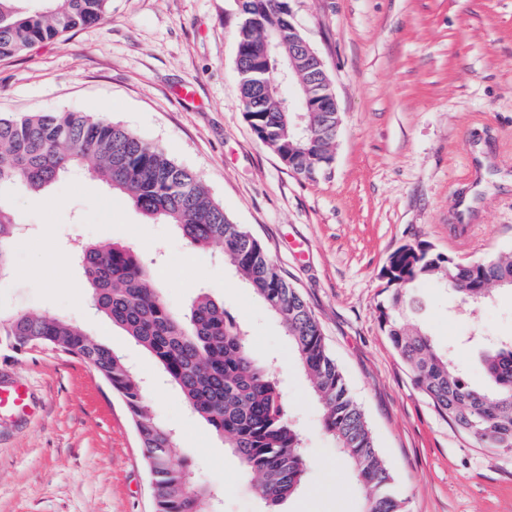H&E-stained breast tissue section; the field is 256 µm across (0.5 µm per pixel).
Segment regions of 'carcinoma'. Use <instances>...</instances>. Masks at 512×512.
<instances>
[{
  "instance_id": "carcinoma-1",
  "label": "carcinoma",
  "mask_w": 512,
  "mask_h": 512,
  "mask_svg": "<svg viewBox=\"0 0 512 512\" xmlns=\"http://www.w3.org/2000/svg\"><path fill=\"white\" fill-rule=\"evenodd\" d=\"M0 0V58L20 54L59 33L107 17L109 0ZM237 40L243 112L256 136L298 176L313 179L334 159L340 113L304 112L300 127L285 98L260 90L288 64V0H243ZM73 168H84L127 196L145 216L172 224L188 243L219 245L224 259L279 319L310 388L323 408L322 426L351 465L363 494L361 512H405L366 416L327 350L312 311L281 274L264 247L200 177L157 145L103 116L82 112H31L0 117V197L16 187L41 190ZM20 225L0 201V273ZM96 310L112 320L161 366L191 409L206 421L257 478L266 512L302 489L307 464L301 434L288 416L271 369L253 357L243 327L207 294L185 317L175 314L154 287L151 270L120 244L76 247ZM391 287L379 308L388 339L416 387L435 411L484 448L512 451V340L485 349L489 386L475 388L431 336L411 322V288L437 283L462 301L482 304L491 288H512V251L468 262L434 251L425 242L395 250L382 271ZM0 342L20 353L50 347L89 364L124 402L144 452L157 512H212L215 493L197 486L191 467L172 456L174 436L157 423L142 378L82 328L40 314L0 319Z\"/></svg>"
}]
</instances>
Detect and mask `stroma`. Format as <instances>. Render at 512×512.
Wrapping results in <instances>:
<instances>
[{"label": "stroma", "instance_id": "1", "mask_svg": "<svg viewBox=\"0 0 512 512\" xmlns=\"http://www.w3.org/2000/svg\"><path fill=\"white\" fill-rule=\"evenodd\" d=\"M291 20L326 65L342 124L327 174L293 172L245 120L236 68L238 0H111L106 21L0 60V116L86 112L159 145L202 179L257 238L318 319L360 403L407 512H512V452L480 447L415 387L381 326L382 270L406 243L465 262L512 249V0H289ZM197 92L182 100L181 87ZM479 203L469 221L457 205ZM21 227L0 275V317L77 323L148 385L173 455L218 491L216 512H262L256 480L198 418L154 359L94 308L78 243H121L151 262L178 314L198 294L223 303L259 362H274L308 464L279 512H360L351 467L321 425L280 323L220 249L192 247L83 170L8 198ZM415 322L486 379V344L512 338V289L477 307L421 288ZM32 395L0 415V512H155L123 401L88 364L55 349L0 345V376Z\"/></svg>", "mask_w": 512, "mask_h": 512}]
</instances>
